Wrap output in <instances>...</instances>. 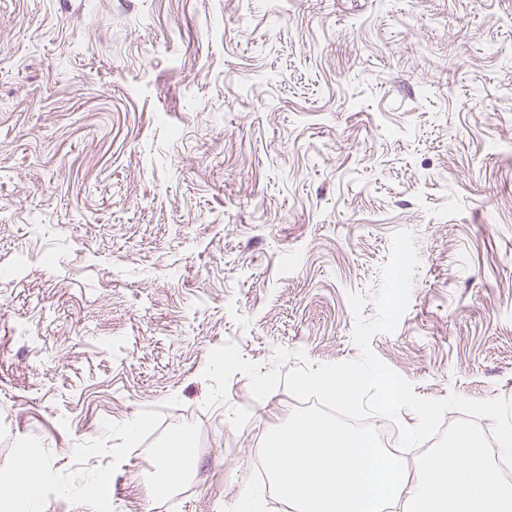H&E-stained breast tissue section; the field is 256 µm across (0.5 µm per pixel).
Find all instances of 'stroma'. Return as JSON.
Wrapping results in <instances>:
<instances>
[{"label":"stroma","mask_w":512,"mask_h":512,"mask_svg":"<svg viewBox=\"0 0 512 512\" xmlns=\"http://www.w3.org/2000/svg\"><path fill=\"white\" fill-rule=\"evenodd\" d=\"M401 231L372 351L418 397L512 401V0H0V465L46 460V512L269 488L291 396L207 403L210 351L355 359L347 293L374 317ZM174 448H162L156 455L158 471L163 472L166 482L174 481L179 476V461L190 458L193 453L192 442L189 438H183Z\"/></svg>","instance_id":"1"}]
</instances>
